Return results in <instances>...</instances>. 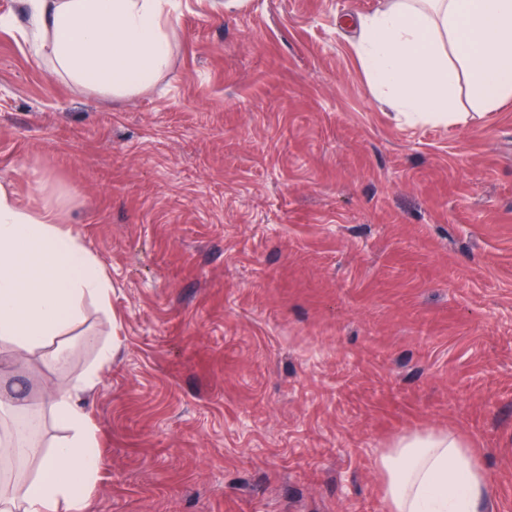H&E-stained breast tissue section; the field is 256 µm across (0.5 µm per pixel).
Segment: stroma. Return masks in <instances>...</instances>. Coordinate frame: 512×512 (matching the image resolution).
<instances>
[{"label": "stroma", "instance_id": "1", "mask_svg": "<svg viewBox=\"0 0 512 512\" xmlns=\"http://www.w3.org/2000/svg\"><path fill=\"white\" fill-rule=\"evenodd\" d=\"M387 0H175L170 66L78 85L0 0V186L53 207L110 279L7 380L73 387L93 512H387L380 455L452 432L512 512V102L410 123L352 19Z\"/></svg>", "mask_w": 512, "mask_h": 512}]
</instances>
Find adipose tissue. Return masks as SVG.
<instances>
[{
  "label": "adipose tissue",
  "mask_w": 512,
  "mask_h": 512,
  "mask_svg": "<svg viewBox=\"0 0 512 512\" xmlns=\"http://www.w3.org/2000/svg\"><path fill=\"white\" fill-rule=\"evenodd\" d=\"M36 55L75 82L117 96L151 87L168 68L170 0H26ZM356 54L371 88L413 123L464 124L455 100L474 109L512 101V0H393L358 19ZM111 286L97 258L52 208H22L0 188V374L21 353L44 349L55 368L67 360L49 344L79 324L85 301L108 308ZM53 417L68 437L49 451L18 442L39 474L0 512H92L101 459L95 432L73 392L55 394ZM388 512H486L489 479L478 455L453 433L401 437L379 458Z\"/></svg>",
  "instance_id": "adipose-tissue-1"
}]
</instances>
